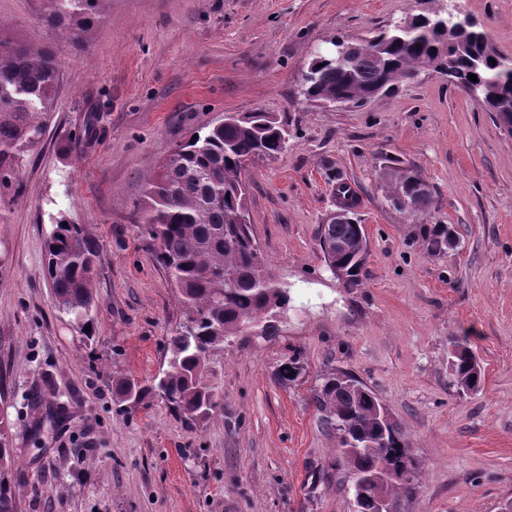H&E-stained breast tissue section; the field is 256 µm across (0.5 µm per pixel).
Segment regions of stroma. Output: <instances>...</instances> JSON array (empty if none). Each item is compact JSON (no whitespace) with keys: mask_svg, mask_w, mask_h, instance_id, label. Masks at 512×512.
<instances>
[{"mask_svg":"<svg viewBox=\"0 0 512 512\" xmlns=\"http://www.w3.org/2000/svg\"><path fill=\"white\" fill-rule=\"evenodd\" d=\"M512 58V0H111L86 44L61 40L57 105L0 193V412L16 460L18 512H348L336 434L313 403L329 371L366 383L401 423L418 463L406 512H501L512 500V134L466 91L424 69L361 106L295 94L335 38L448 2ZM35 0H0V36L44 41ZM286 120L287 149L242 172L254 237L290 290L276 335L225 345L210 382L223 406L188 423L164 402L127 412L112 381L150 379L184 319L177 288L141 235L147 178L175 146L229 112ZM435 191L409 216L390 169ZM369 243L360 285L327 269L319 232L337 182ZM98 251L91 330L62 318L43 277L52 218ZM449 224L432 254L421 227ZM484 371L458 393L452 338ZM301 354L293 381L280 372Z\"/></svg>","mask_w":512,"mask_h":512,"instance_id":"35a3bbf8","label":"stroma"}]
</instances>
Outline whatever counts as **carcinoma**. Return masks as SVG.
Listing matches in <instances>:
<instances>
[{"mask_svg":"<svg viewBox=\"0 0 512 512\" xmlns=\"http://www.w3.org/2000/svg\"><path fill=\"white\" fill-rule=\"evenodd\" d=\"M32 21L53 35L82 43L100 22L109 0H36ZM378 51L347 63L321 56L308 82L316 100L347 96L364 103L382 88L411 77L439 56L456 70V86L466 88L474 74L490 83L498 100L512 101V66L492 65L489 36L469 29L458 39L466 48L444 49L424 22L393 37L377 34ZM59 68L56 47L0 37V187L16 183L24 156L45 135L56 101ZM288 128L265 112L228 114L225 120L195 131L178 144L146 182L140 208L141 234L181 295L185 319L168 339L166 367L146 384L126 378L112 381L117 402L133 410L154 399L166 402L187 420L209 417L220 407L207 383L210 357L224 344L250 341V330L277 332L275 315L288 308V288L269 272L249 221L248 193L241 172L254 159H271L286 147ZM393 197L434 206L430 184L410 167L394 168ZM453 236L446 224H427L423 241L433 253L448 248ZM319 245L326 265L346 284L360 281L369 246L364 227L349 220L324 224ZM45 247V277L60 313L84 328L93 297L91 279L97 251L77 224L63 215L53 219ZM451 367L462 393L482 388L483 372L466 336L453 341ZM314 403L324 423L339 438L338 461L347 466L353 487V512H378L384 498L395 506L418 492L417 461L401 426L386 417L377 395L361 380L337 370L328 374ZM12 465L8 430L0 420V512H17L9 482Z\"/></svg>","mask_w":512,"mask_h":512,"instance_id":"cac0c4a2","label":"carcinoma"}]
</instances>
